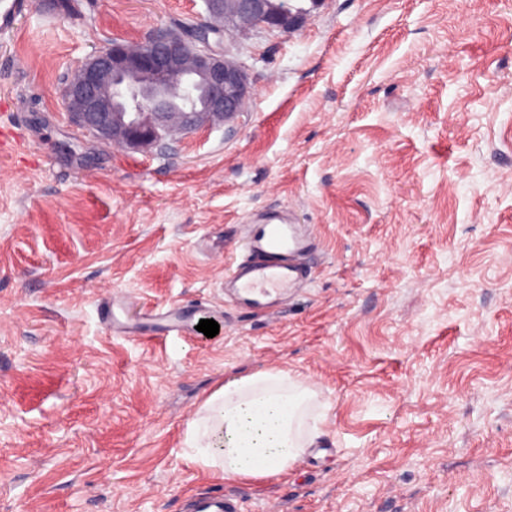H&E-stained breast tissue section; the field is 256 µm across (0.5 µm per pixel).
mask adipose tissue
<instances>
[{
    "label": "adipose tissue",
    "instance_id": "adipose-tissue-1",
    "mask_svg": "<svg viewBox=\"0 0 512 512\" xmlns=\"http://www.w3.org/2000/svg\"><path fill=\"white\" fill-rule=\"evenodd\" d=\"M313 393L287 373L266 371L225 382L188 428L195 459L222 477L260 480L285 471L313 442L306 424Z\"/></svg>",
    "mask_w": 512,
    "mask_h": 512
}]
</instances>
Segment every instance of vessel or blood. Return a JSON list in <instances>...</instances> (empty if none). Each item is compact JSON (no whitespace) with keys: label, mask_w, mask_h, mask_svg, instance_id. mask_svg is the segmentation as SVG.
<instances>
[{"label":"vessel or blood","mask_w":512,"mask_h":512,"mask_svg":"<svg viewBox=\"0 0 512 512\" xmlns=\"http://www.w3.org/2000/svg\"><path fill=\"white\" fill-rule=\"evenodd\" d=\"M26 8L27 0H0L1 37L13 31ZM312 245V238L299 233L290 216L250 219L242 237L245 255L233 262L229 273L237 306L251 314L273 317L281 298L310 276L304 259ZM190 326V313L174 305L147 312L137 333L179 336ZM191 512H241V507L237 498L213 493L194 500Z\"/></svg>","instance_id":"obj_1"}]
</instances>
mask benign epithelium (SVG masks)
I'll list each match as a JSON object with an SVG mask.
<instances>
[{
    "label": "benign epithelium",
    "instance_id": "7a95c632",
    "mask_svg": "<svg viewBox=\"0 0 512 512\" xmlns=\"http://www.w3.org/2000/svg\"><path fill=\"white\" fill-rule=\"evenodd\" d=\"M203 2L209 31L247 37L298 29L322 0ZM250 93L247 69L231 46L172 30L144 44L112 41L77 67L64 90L73 124L100 141L143 153L233 121Z\"/></svg>",
    "mask_w": 512,
    "mask_h": 512
}]
</instances>
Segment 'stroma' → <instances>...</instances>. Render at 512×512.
Listing matches in <instances>:
<instances>
[{
    "label": "stroma",
    "instance_id": "35a3bbf8",
    "mask_svg": "<svg viewBox=\"0 0 512 512\" xmlns=\"http://www.w3.org/2000/svg\"><path fill=\"white\" fill-rule=\"evenodd\" d=\"M205 20L202 0H32L0 38V512H512V0H323L234 39L253 95L167 152L72 125L62 90L112 40ZM288 210L318 246L277 317L225 295L241 224ZM127 317L219 325L159 342ZM281 370L319 432L287 472L228 480L189 422ZM128 301L107 302L101 309L102 319L112 328L113 335L116 336H144L155 334L159 336H180L187 333L191 326V315L184 308L177 305L171 306L166 310L154 309L145 313V323L136 331H131L121 319V312ZM117 307L120 312L115 311ZM191 512H241L239 500L223 493L207 494L192 502Z\"/></svg>",
    "mask_w": 512,
    "mask_h": 512
}]
</instances>
